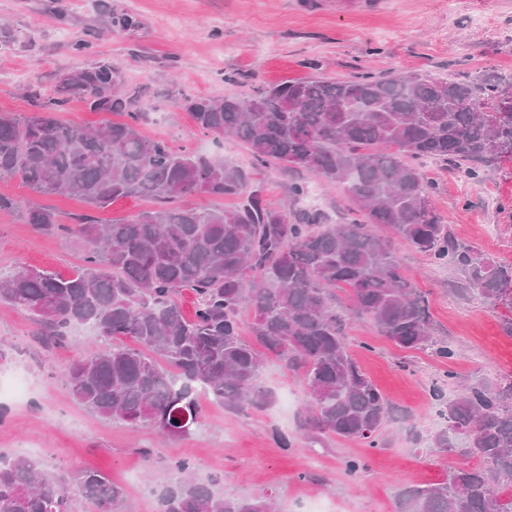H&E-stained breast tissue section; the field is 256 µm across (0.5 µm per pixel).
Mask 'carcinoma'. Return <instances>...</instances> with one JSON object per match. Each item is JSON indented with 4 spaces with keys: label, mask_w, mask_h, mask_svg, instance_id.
Wrapping results in <instances>:
<instances>
[{
    "label": "carcinoma",
    "mask_w": 512,
    "mask_h": 512,
    "mask_svg": "<svg viewBox=\"0 0 512 512\" xmlns=\"http://www.w3.org/2000/svg\"><path fill=\"white\" fill-rule=\"evenodd\" d=\"M505 82L512 77L495 70L473 79L367 73L186 100L202 132L242 140L255 165L305 169L343 186L361 218L328 224L317 212L292 217L267 206L262 187L249 186V172L236 164L143 137L112 64L77 69L56 80L37 111L0 112V180L95 208L132 197L158 206L110 224L90 215L63 224L51 208H27L24 223L37 232L86 244L84 267L70 277L23 265L0 271V303L31 312L55 344L75 325L92 326L102 346L64 373L73 400L167 438L191 435L204 392L237 413L268 402L260 351L241 335L249 311L252 335L309 391L308 432L380 448L391 408L348 351L336 289L399 349H430L446 360L455 352L433 336L428 301L403 275L398 245L438 264L453 261L463 289L512 313V263L451 234L419 165L442 159L477 177L511 161L499 146L512 141V112L488 120L477 111ZM73 99L127 119L97 130L64 125L54 112ZM192 194L240 203L174 205ZM375 224L393 237L377 235ZM184 289L196 295L191 318L177 302ZM432 397L448 422L434 446L452 452L461 436L463 456L478 465L450 466L443 480L404 492L398 512H512V372L495 387L474 381L451 399L436 384ZM171 469L158 512H272L271 495L226 496L214 480L194 476L188 458ZM124 497L101 471L72 480L36 459L0 454V512H77L80 503L88 512H120Z\"/></svg>",
    "instance_id": "1"
}]
</instances>
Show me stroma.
Masks as SVG:
<instances>
[{
  "instance_id": "stroma-1",
  "label": "stroma",
  "mask_w": 512,
  "mask_h": 512,
  "mask_svg": "<svg viewBox=\"0 0 512 512\" xmlns=\"http://www.w3.org/2000/svg\"><path fill=\"white\" fill-rule=\"evenodd\" d=\"M125 15L135 19L134 27L119 26ZM7 32L15 41L0 47V112L30 113L56 76L104 60L132 96L145 136L246 168L252 167L245 145L203 134L185 98L221 97L312 75L512 73V0H0V35ZM81 40L87 50H77ZM252 170L270 206L319 212L335 224L350 215L343 188L328 187L312 173ZM423 171L450 230L512 263V163L475 178L440 160L427 162ZM296 182L307 188L299 198L289 191ZM0 194L24 206L53 208L65 224L88 210L80 199L37 195L16 180L0 181ZM84 250L79 238L39 234L20 213L0 211L2 271L23 264L68 277L82 268ZM398 258L429 301L436 335L456 356L447 361L399 350L368 318H350V354L396 408L384 447L302 437L308 392L269 353L260 374L271 395L264 409L235 415L201 402L200 427L172 440L151 427L102 419L75 403L63 380L78 357L98 348L97 337L53 346L25 311L0 304V382L19 372L30 386L26 401L0 396V452L34 457L51 471H104L126 491L123 512H156L153 490L170 482L178 457L193 462L196 476L217 477L226 495L271 494L275 512H303L310 495L325 512H396L401 491L443 480L464 445L458 438L455 452L434 447L432 437L445 422L430 396L433 385L446 381L450 392L472 380L494 385L512 371L506 310L460 291L463 275L453 264L433 263L405 246ZM280 433L291 448L277 444ZM146 448L153 449L152 458L143 457ZM349 456L367 463L353 480L341 468Z\"/></svg>"
}]
</instances>
